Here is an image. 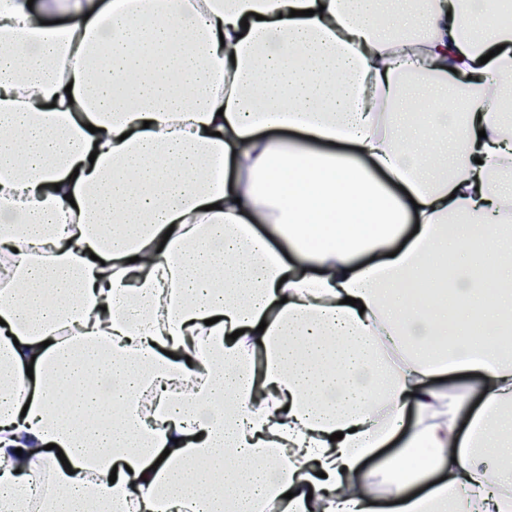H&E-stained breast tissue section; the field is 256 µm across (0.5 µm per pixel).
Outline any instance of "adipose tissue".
<instances>
[{
  "mask_svg": "<svg viewBox=\"0 0 512 512\" xmlns=\"http://www.w3.org/2000/svg\"><path fill=\"white\" fill-rule=\"evenodd\" d=\"M43 8L0 0V512H374L399 436L396 512H512L505 0ZM484 388L483 379L474 373L460 375L458 382V390L466 396L465 407L466 410L463 415L462 422H466V415L469 410L475 409L481 402V393Z\"/></svg>",
  "mask_w": 512,
  "mask_h": 512,
  "instance_id": "adipose-tissue-1",
  "label": "adipose tissue"
}]
</instances>
